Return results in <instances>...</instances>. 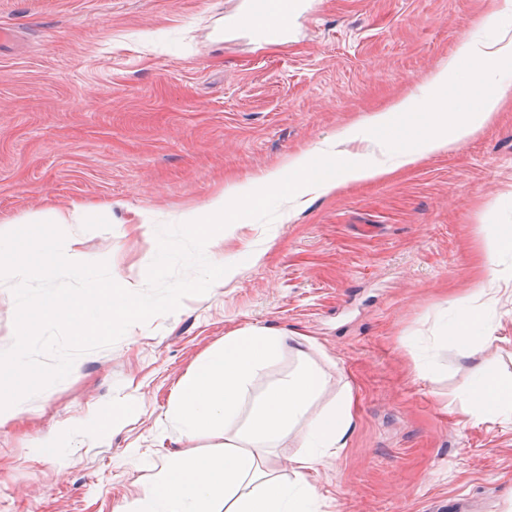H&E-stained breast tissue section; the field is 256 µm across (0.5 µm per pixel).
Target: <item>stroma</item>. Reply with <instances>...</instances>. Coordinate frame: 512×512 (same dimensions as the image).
Instances as JSON below:
<instances>
[{"instance_id": "obj_1", "label": "stroma", "mask_w": 512, "mask_h": 512, "mask_svg": "<svg viewBox=\"0 0 512 512\" xmlns=\"http://www.w3.org/2000/svg\"><path fill=\"white\" fill-rule=\"evenodd\" d=\"M492 0H304L287 41H257L235 0H0V225L78 203L110 229L80 230L116 283L144 287L158 227L410 97L477 36ZM512 225V95L465 143L385 179L243 218L221 246L235 274L170 314L80 355L64 380L0 425V512H120L176 454L243 431L190 438L176 389L225 336L285 333L249 387L302 363L323 386L269 461L291 480L309 420L353 393L345 447L312 483L317 512H512V417L462 413L473 359L438 343L475 258ZM478 360L512 372V255ZM306 344H299V337ZM432 374L420 377L419 364ZM102 410L110 430L92 429ZM56 435L62 459L39 443Z\"/></svg>"}]
</instances>
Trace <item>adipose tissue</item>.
<instances>
[{"mask_svg":"<svg viewBox=\"0 0 512 512\" xmlns=\"http://www.w3.org/2000/svg\"><path fill=\"white\" fill-rule=\"evenodd\" d=\"M503 15V9H494L480 21L482 29L497 31L496 39L464 42L458 56L429 75L425 107L416 110L409 99H398L387 110L370 115L362 127L339 131L326 148L296 154L259 179L225 187L202 212L188 213L187 226L198 227L203 218L222 224L229 212L258 195L284 193L300 205L309 194H329L349 182L375 180L392 168L464 143L494 119L512 92V32L503 29ZM465 64L479 69L491 87L469 112L458 111L457 99L448 93L452 77ZM370 148L387 155V162H368L364 152ZM504 253L512 254L511 224L500 225L487 243L467 300L449 301L452 317L444 323L441 336L446 344L473 356L496 342L497 329L477 303L492 289L498 257ZM281 341L279 333L248 326L225 337L223 347L194 367L179 385L175 400V416L185 434L215 433L245 412L249 415L246 444L240 447L228 441L218 454L170 458L155 485L128 502L123 512H311L313 475L326 449L343 447L354 419V400L345 397L308 424L294 481L282 483L268 464L269 450L303 417L321 378L315 369L301 368L246 404L249 384L277 357ZM465 412L477 421L512 415V375L475 370Z\"/></svg>","mask_w":512,"mask_h":512,"instance_id":"1","label":"adipose tissue"}]
</instances>
